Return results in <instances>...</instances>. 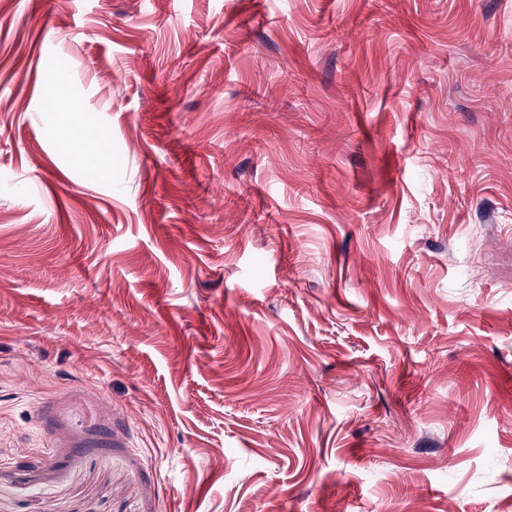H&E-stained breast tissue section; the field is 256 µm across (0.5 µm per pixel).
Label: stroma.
Wrapping results in <instances>:
<instances>
[{
    "label": "stroma",
    "mask_w": 512,
    "mask_h": 512,
    "mask_svg": "<svg viewBox=\"0 0 512 512\" xmlns=\"http://www.w3.org/2000/svg\"><path fill=\"white\" fill-rule=\"evenodd\" d=\"M0 512H512V0H0Z\"/></svg>",
    "instance_id": "stroma-1"
}]
</instances>
